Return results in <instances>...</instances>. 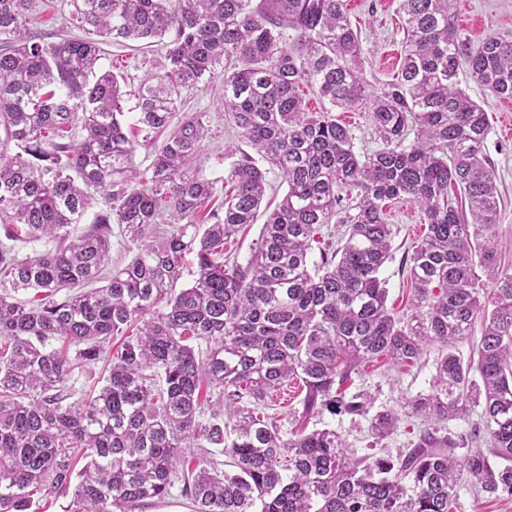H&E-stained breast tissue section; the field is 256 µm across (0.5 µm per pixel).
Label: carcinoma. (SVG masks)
<instances>
[{
  "label": "carcinoma",
  "instance_id": "carcinoma-1",
  "mask_svg": "<svg viewBox=\"0 0 512 512\" xmlns=\"http://www.w3.org/2000/svg\"><path fill=\"white\" fill-rule=\"evenodd\" d=\"M60 3L84 36L37 41L25 31L35 0H0V230L55 244L22 261L0 244V512L69 493L68 512H132L177 480L192 512H452L465 481L512 497V274L499 273L494 247L488 118L459 81L464 70L512 99V31L475 43L451 0H401L400 74L374 91L346 0ZM104 41L165 53L130 88L100 66ZM215 83L225 120L269 169L244 153L213 178L202 162L211 113L171 126L186 96ZM306 88L320 111L307 110ZM337 110L369 112L380 148L357 153ZM128 119L147 140L166 134L148 178ZM269 170L287 191L257 247L244 265L216 260L256 223ZM96 193L103 209L76 236ZM396 199L428 224L406 256L414 297L402 316L379 278ZM113 224L135 256L106 278ZM328 224L343 236L312 263ZM192 252L196 278L180 287ZM30 289L33 300L16 298ZM477 325L465 361L456 344ZM432 345L430 390L407 401L425 427L402 458L356 457L336 431L306 429L326 410L368 415L374 438L388 437L398 415L371 416L364 393L342 388L368 362L411 366ZM102 359L111 369L99 393L66 402L74 370ZM290 381L305 394L284 435L268 410ZM205 384L216 399L202 396ZM470 412V431L445 430ZM190 448L200 454L186 465ZM216 449L234 471L218 472Z\"/></svg>",
  "mask_w": 512,
  "mask_h": 512
}]
</instances>
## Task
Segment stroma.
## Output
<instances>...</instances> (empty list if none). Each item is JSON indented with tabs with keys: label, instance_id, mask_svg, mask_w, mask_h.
<instances>
[{
	"label": "stroma",
	"instance_id": "stroma-1",
	"mask_svg": "<svg viewBox=\"0 0 512 512\" xmlns=\"http://www.w3.org/2000/svg\"><path fill=\"white\" fill-rule=\"evenodd\" d=\"M459 29L472 41H480L493 31L512 30V0H453L452 9ZM348 17L360 32L363 70L372 88L393 81L400 72L404 16L400 0H347ZM102 65L129 77L139 79L152 62L158 60V47L135 51L105 44ZM461 86L488 115L490 132L483 152L496 174L502 196L497 247L501 254V273H512V135L503 131L506 100L484 90L472 80L462 79ZM189 109L211 112V137L205 152L207 171L223 176L230 164L240 157L242 144L237 132L228 127L219 109V91L210 89L197 93L188 102ZM386 220L395 231L392 257L382 268L380 277L388 289L387 305L397 313H405L411 296V284L404 272L403 259L412 245L425 236L427 221L421 209L406 200H393L386 207ZM437 347H429L417 364L390 370L374 362L363 367L355 376L352 388L368 393L373 411L391 410L401 414L397 430L381 443H374L369 432V420L347 414L323 413L312 418L313 429L335 430L357 455L397 458L408 452L423 424L418 418L403 414L407 400L427 392L434 375L433 361Z\"/></svg>",
	"mask_w": 512,
	"mask_h": 512
}]
</instances>
